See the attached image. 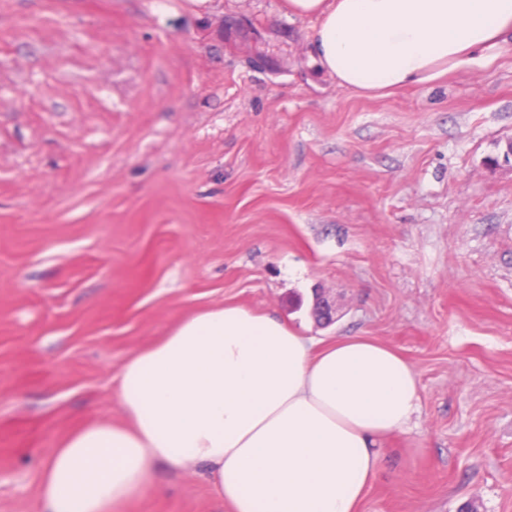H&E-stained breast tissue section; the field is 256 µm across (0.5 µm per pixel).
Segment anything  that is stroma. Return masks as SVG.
<instances>
[{
	"mask_svg": "<svg viewBox=\"0 0 512 512\" xmlns=\"http://www.w3.org/2000/svg\"><path fill=\"white\" fill-rule=\"evenodd\" d=\"M282 0H0V512L193 311L369 336L420 380L360 512H512V50L389 96ZM336 304L317 322L315 296ZM122 512H229L157 466Z\"/></svg>",
	"mask_w": 512,
	"mask_h": 512,
	"instance_id": "1",
	"label": "stroma"
}]
</instances>
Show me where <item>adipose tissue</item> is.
<instances>
[{"instance_id": "ef3b65f1", "label": "adipose tissue", "mask_w": 512, "mask_h": 512, "mask_svg": "<svg viewBox=\"0 0 512 512\" xmlns=\"http://www.w3.org/2000/svg\"><path fill=\"white\" fill-rule=\"evenodd\" d=\"M338 87L432 83L512 42V0H286ZM419 379L363 336L315 342L227 305L182 318L123 365L125 423L89 422L43 468L45 512H117L163 464L207 465L230 512H358L378 445L419 405Z\"/></svg>"}]
</instances>
